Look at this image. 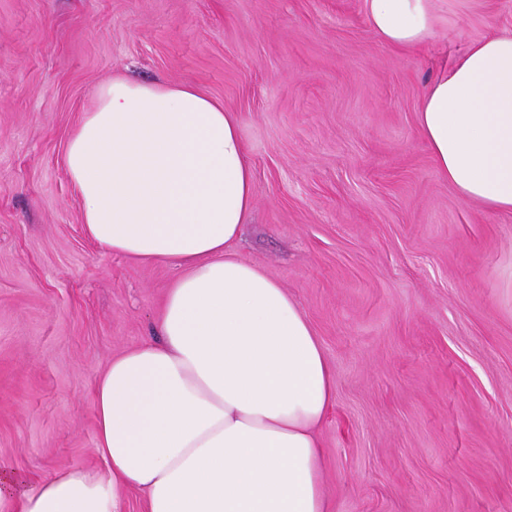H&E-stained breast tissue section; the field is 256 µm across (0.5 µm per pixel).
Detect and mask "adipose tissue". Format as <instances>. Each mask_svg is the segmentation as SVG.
<instances>
[{
	"label": "adipose tissue",
	"mask_w": 512,
	"mask_h": 512,
	"mask_svg": "<svg viewBox=\"0 0 512 512\" xmlns=\"http://www.w3.org/2000/svg\"><path fill=\"white\" fill-rule=\"evenodd\" d=\"M385 44L421 47L433 0H366ZM417 122L461 198L512 212V33L472 43L433 81ZM64 162L86 236L172 264L155 337L98 377L105 470L32 484L0 467V512H330L318 437L336 376L302 308L233 246L254 206L240 123L189 84L113 78L71 132Z\"/></svg>",
	"instance_id": "ef3b65f1"
}]
</instances>
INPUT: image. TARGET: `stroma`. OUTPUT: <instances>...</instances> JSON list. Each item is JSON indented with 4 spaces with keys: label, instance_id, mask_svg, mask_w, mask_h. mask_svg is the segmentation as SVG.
Wrapping results in <instances>:
<instances>
[{
    "label": "stroma",
    "instance_id": "stroma-1",
    "mask_svg": "<svg viewBox=\"0 0 512 512\" xmlns=\"http://www.w3.org/2000/svg\"><path fill=\"white\" fill-rule=\"evenodd\" d=\"M413 51L365 0H0V466L97 471L91 394L179 268L85 234L68 136L115 76L235 112L254 210L235 252L299 304L336 374L332 512H512V213L463 200L417 124L512 0H436Z\"/></svg>",
    "mask_w": 512,
    "mask_h": 512
}]
</instances>
